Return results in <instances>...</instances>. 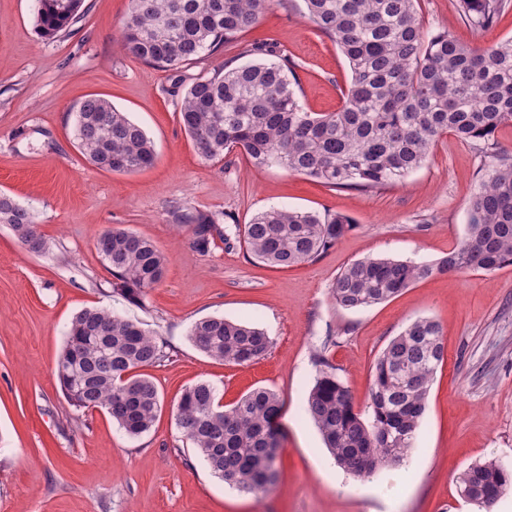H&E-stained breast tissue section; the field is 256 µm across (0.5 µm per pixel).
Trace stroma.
<instances>
[{
    "label": "stroma",
    "instance_id": "obj_1",
    "mask_svg": "<svg viewBox=\"0 0 512 512\" xmlns=\"http://www.w3.org/2000/svg\"><path fill=\"white\" fill-rule=\"evenodd\" d=\"M72 32L39 34L35 0H0V193L36 216L46 247L31 254L0 224V512H479L457 475L496 459L512 467V266L443 273L359 310L333 299L346 264L367 256L434 262L463 238L469 203L489 164L472 145L443 136L405 183L360 191L328 187L242 152L208 161L179 122L180 91L225 66L288 56L308 111L339 109L348 62L308 19L303 0H275L257 26L223 50L161 70L127 55L121 29L128 0H84ZM425 32L461 44L512 39V10L490 28L467 24L458 0H419ZM91 95L110 101L146 132L154 165L114 173L92 165L74 139L75 112ZM212 212L229 235L206 253L169 224L174 204ZM351 217L355 225L311 263L285 269L255 260L238 228L270 207ZM132 230L167 257L142 303L113 291L96 251L106 229ZM91 306L138 320L162 346L146 368L161 411L129 438L100 409L71 405L56 364L74 314ZM224 317L264 329L268 354L248 366L214 360L192 344V325ZM419 317L437 321L445 360L407 463L357 478L337 468L304 413L325 357L356 410L369 402L371 368L390 339ZM204 380L224 404L247 391L278 392L283 438L274 490L258 498L215 477L189 451L173 407Z\"/></svg>",
    "mask_w": 512,
    "mask_h": 512
}]
</instances>
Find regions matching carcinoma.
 <instances>
[{"mask_svg": "<svg viewBox=\"0 0 512 512\" xmlns=\"http://www.w3.org/2000/svg\"><path fill=\"white\" fill-rule=\"evenodd\" d=\"M84 0H37L36 23L45 36L71 30L84 15ZM311 22L348 61L351 82L335 112L306 111L294 65L248 63L200 77L185 89L179 122L206 160L240 150L260 167L275 162L331 187L362 191L403 181L426 162L445 134L480 146L490 159L469 204L467 231L448 256L434 263L366 257L336 275L333 297L343 309L385 302L415 283L457 271L492 272L512 265V152L495 133L512 124V40L482 47L458 43L446 32L428 35L417 0H304ZM272 0H129L122 30L127 54L174 69L218 51L254 27ZM512 0H459L477 28L491 26ZM80 152L95 166L133 173L156 160L153 142L128 116L101 97L76 111ZM171 223L187 229L206 253L228 241L212 214L177 206ZM0 224H7L31 254L45 249L34 214L0 195ZM346 215L271 207L244 225L250 253L271 266L316 260L352 227ZM116 279V291L138 304L158 285L166 256L149 239L109 228L96 241ZM193 345L207 356L244 366L263 358L272 341L261 329L224 318L196 322ZM166 354L137 321L90 307L70 321L56 375L72 405L103 409L129 437L148 432L161 408L158 390L140 370ZM442 328L418 318L391 339L372 367L369 406L355 410L350 389L323 357L304 413L319 429L336 463L369 477L407 456L426 408L433 375L444 362ZM282 402L256 388L229 406L215 387L186 388L174 410L192 452L225 482L254 495L270 493L278 480V421ZM470 485V502L503 494L512 472L494 459L469 465L456 479Z\"/></svg>", "mask_w": 512, "mask_h": 512, "instance_id": "obj_1", "label": "carcinoma"}]
</instances>
